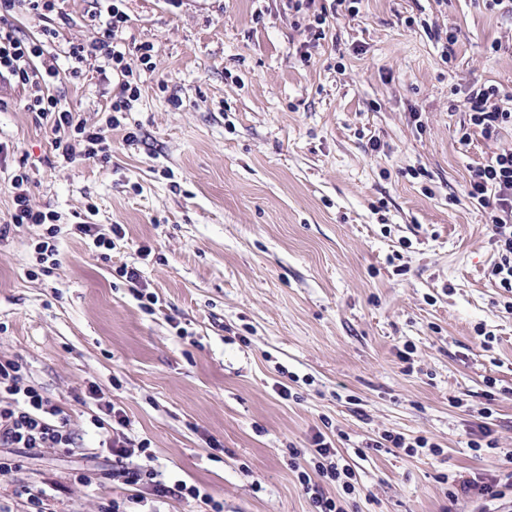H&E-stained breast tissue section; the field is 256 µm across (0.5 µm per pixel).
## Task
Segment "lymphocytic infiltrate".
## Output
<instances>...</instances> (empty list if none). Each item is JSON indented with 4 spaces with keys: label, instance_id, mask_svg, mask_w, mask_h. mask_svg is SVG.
<instances>
[{
    "label": "lymphocytic infiltrate",
    "instance_id": "1",
    "mask_svg": "<svg viewBox=\"0 0 512 512\" xmlns=\"http://www.w3.org/2000/svg\"><path fill=\"white\" fill-rule=\"evenodd\" d=\"M57 10V0H0V82L21 86L28 92L25 108L35 121L46 122L53 133L51 142L56 158L72 163L76 156L91 159L108 149L103 130L88 126L52 93L50 81L58 76L57 57L47 46L57 39L59 32L45 28L41 38L33 39L22 34L15 22L18 12L49 18ZM128 16L119 5H110L107 18L102 23L98 39L86 43L66 41L64 54L71 63L72 74H79L82 67L95 65L99 75L113 71L120 73L119 91L113 95L106 110L108 127H119V113L129 111L139 90L128 81L129 68L124 56L116 51L114 42L122 34ZM468 124L461 127L459 141L469 144L473 133L497 142L498 147L483 163L472 169L467 182V196L472 203L486 209L490 221L491 238L499 260L490 274L501 288L512 292V141L505 140V132L512 131V94L490 84L468 91ZM31 178L26 168H18L11 178L13 209L12 224H50L54 215L36 209L30 200ZM21 367L12 359L0 358V447L9 448H68L73 436L65 412L35 386L24 384ZM112 456L117 466V477L123 484L153 485L157 496H178L205 505L210 512H221V504L210 493L198 486L177 480L159 479L156 471L131 465L133 454H147V443H132L125 432L127 421L120 411H113ZM314 461L305 466V454L289 448L288 455L299 479L310 495L316 512H345L341 500L325 495L326 483L341 485L350 491L355 478L349 466L343 464L338 448L323 433L312 438ZM448 499L457 502L464 497H477L489 501L504 497V484L499 475L485 474L476 477L452 479Z\"/></svg>",
    "mask_w": 512,
    "mask_h": 512
}]
</instances>
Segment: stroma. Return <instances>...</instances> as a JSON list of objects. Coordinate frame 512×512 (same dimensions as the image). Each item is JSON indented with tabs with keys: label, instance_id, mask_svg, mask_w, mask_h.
<instances>
[{
	"label": "stroma",
	"instance_id": "obj_1",
	"mask_svg": "<svg viewBox=\"0 0 512 512\" xmlns=\"http://www.w3.org/2000/svg\"><path fill=\"white\" fill-rule=\"evenodd\" d=\"M60 8L62 38L99 37L93 0ZM122 8L117 48L140 96L106 132L109 159L59 168L24 91L0 84V226L26 164L32 205L58 217L60 259L41 275V227L0 239V357L22 364L75 434L65 452L9 449L21 465L0 478V512H26V487L46 491L50 512H101L126 494L141 512H196L109 480L107 432L91 420L112 407L149 442L151 467L222 512H313L287 446L309 449L319 430L355 472L353 494L323 487L348 512H478L474 498L449 503L440 477L512 470V292L489 275L498 254L464 192L496 144L462 145L459 129L469 87L512 89V15L482 0H361L314 43L283 0ZM58 65L55 93L103 124L118 76ZM89 206L102 233L124 228L109 258L75 230ZM123 263L157 296L151 311L117 278ZM487 406L499 452L478 457L468 443ZM386 431L442 453L359 455Z\"/></svg>",
	"mask_w": 512,
	"mask_h": 512
}]
</instances>
